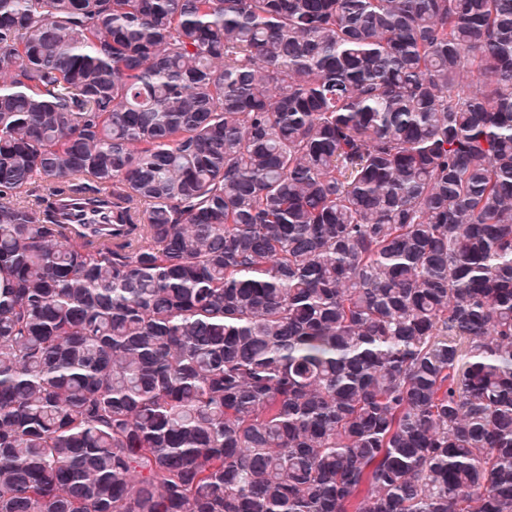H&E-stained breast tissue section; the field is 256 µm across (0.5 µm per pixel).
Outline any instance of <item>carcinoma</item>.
<instances>
[{
    "label": "carcinoma",
    "instance_id": "carcinoma-1",
    "mask_svg": "<svg viewBox=\"0 0 512 512\" xmlns=\"http://www.w3.org/2000/svg\"><path fill=\"white\" fill-rule=\"evenodd\" d=\"M0 74V512H512V0H0Z\"/></svg>",
    "mask_w": 512,
    "mask_h": 512
}]
</instances>
